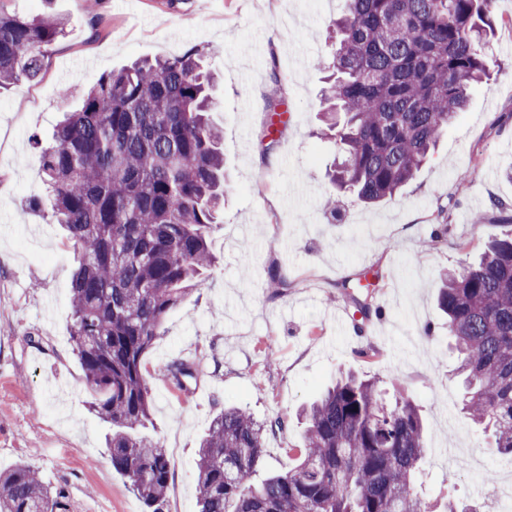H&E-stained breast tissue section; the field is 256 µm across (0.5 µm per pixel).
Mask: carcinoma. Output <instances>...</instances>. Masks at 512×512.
<instances>
[{
  "mask_svg": "<svg viewBox=\"0 0 512 512\" xmlns=\"http://www.w3.org/2000/svg\"><path fill=\"white\" fill-rule=\"evenodd\" d=\"M494 2L346 0L325 90L340 157L333 184L373 204L415 177L488 75ZM64 34L58 17L0 11V88L37 78L43 47ZM208 55L194 45L103 76L41 146L48 215L76 256L73 352L94 395L90 409L110 426L112 469L148 512H164L171 466L144 432L153 397L143 360L168 313L214 265L207 229L220 223L226 189ZM365 278L340 284L363 319L371 312ZM438 305L466 387L463 413L512 455V232L444 273ZM164 377L181 389L195 370L173 360ZM391 383L389 397L374 378L341 374L303 409L301 461L261 481L254 475L265 441L285 422L220 411L199 445L200 512H459L418 493L427 435L418 407ZM0 512L67 508L21 462L0 474Z\"/></svg>",
  "mask_w": 512,
  "mask_h": 512,
  "instance_id": "obj_1",
  "label": "carcinoma"
}]
</instances>
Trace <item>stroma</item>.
I'll return each mask as SVG.
<instances>
[{"instance_id": "obj_1", "label": "stroma", "mask_w": 512, "mask_h": 512, "mask_svg": "<svg viewBox=\"0 0 512 512\" xmlns=\"http://www.w3.org/2000/svg\"><path fill=\"white\" fill-rule=\"evenodd\" d=\"M344 0H0V10L62 18L41 77L0 91V470L28 463L63 492L69 512H144L113 470L105 424L72 351L68 323L73 249L34 206L46 194L42 143L61 113L103 74L134 60L206 46L220 102L224 169L232 185L224 221L208 242L216 259L166 317L144 358L152 374L153 432L171 460L165 512H198L201 437L222 409L287 419L265 443L260 473L295 466L303 447L298 410L340 373L392 377L420 409L429 448L428 499L478 504L512 486V457L461 410L456 354L435 285L507 230L512 211V0H496L485 53L489 75L414 180L372 206L340 197L326 172L332 139L317 136L329 31ZM69 98H62V88ZM284 100L275 152L261 156L268 96ZM291 286L277 297L268 272ZM375 277L371 304L385 322L361 321L340 284ZM198 370L186 389L160 375L175 359Z\"/></svg>"}]
</instances>
